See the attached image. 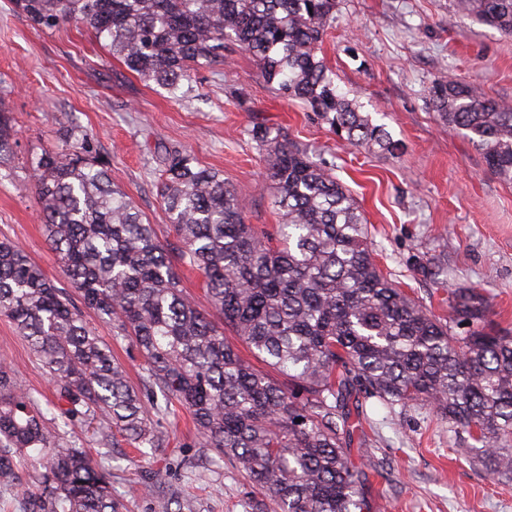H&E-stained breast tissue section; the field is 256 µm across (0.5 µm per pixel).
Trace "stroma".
Returning a JSON list of instances; mask_svg holds the SVG:
<instances>
[{"instance_id": "1", "label": "stroma", "mask_w": 512, "mask_h": 512, "mask_svg": "<svg viewBox=\"0 0 512 512\" xmlns=\"http://www.w3.org/2000/svg\"><path fill=\"white\" fill-rule=\"evenodd\" d=\"M321 54L347 99L384 126L392 150L346 145L316 113L267 87L257 60L235 43L226 44L223 63L196 72L190 91L173 99L113 60L87 29H41L0 0V108L13 127L12 159L0 166V238L18 243L69 289L46 239L29 161L42 149L64 148L71 128L87 135L113 182L169 247L179 241L156 188L164 146L221 172L248 223L274 229L281 218L266 161L247 134L261 123L332 168L366 219L380 268L412 297L445 319L451 289H480L492 300V320L512 332V185L439 120L429 97L445 73L512 103V36L458 12L453 0H337ZM84 316L138 383L136 347L114 340L111 324L93 311ZM0 361L18 370L24 388L51 398L45 369L3 315ZM163 425L170 442L152 454L122 440L111 449L120 512H153L155 495L143 482L154 475L178 492L182 512H245L256 490L238 466L215 453L198 460L188 414ZM358 433L380 466L369 476L372 512H512V477L491 473L470 439L430 406L368 402Z\"/></svg>"}]
</instances>
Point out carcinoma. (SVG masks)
I'll return each mask as SVG.
<instances>
[{
  "label": "carcinoma",
  "instance_id": "carcinoma-1",
  "mask_svg": "<svg viewBox=\"0 0 512 512\" xmlns=\"http://www.w3.org/2000/svg\"><path fill=\"white\" fill-rule=\"evenodd\" d=\"M33 25L75 23L112 58L175 96L191 72L224 61L236 42L279 95L301 101L355 147L389 148L384 127L346 99L320 53L336 0H14ZM475 20L512 35V0H456ZM443 123L461 130L488 168L512 184V105L459 78L430 88ZM0 111V163L12 154ZM248 135L267 158L283 223L245 221L244 206L190 152L160 157L158 192L181 247L171 252L112 183L86 135L31 158L42 222L85 307L143 358L134 387L112 348L70 295L14 242L0 241V314L51 376L48 408L0 362V491L20 512H118L107 456L66 427L100 415L103 448L116 436L164 448L155 417L187 410L198 447L234 461L262 492L249 512H370L369 449L352 455L363 402H415L481 444L493 471L512 473V336L496 331L489 298L452 289L448 322L384 275L357 201L281 130ZM200 273L212 309L183 291L178 267ZM466 324L455 336L452 325ZM229 328L255 367L224 336ZM301 422H296V419Z\"/></svg>",
  "mask_w": 512,
  "mask_h": 512
}]
</instances>
